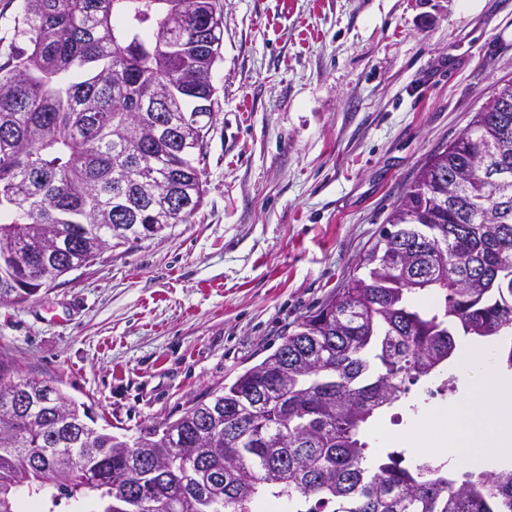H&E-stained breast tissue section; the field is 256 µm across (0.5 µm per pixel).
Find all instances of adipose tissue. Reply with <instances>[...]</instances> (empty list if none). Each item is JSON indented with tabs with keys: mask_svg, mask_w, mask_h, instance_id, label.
<instances>
[{
	"mask_svg": "<svg viewBox=\"0 0 512 512\" xmlns=\"http://www.w3.org/2000/svg\"><path fill=\"white\" fill-rule=\"evenodd\" d=\"M494 353L460 340L456 367L466 384L464 397L421 414L397 442L449 460L458 474L512 462V371L500 369Z\"/></svg>",
	"mask_w": 512,
	"mask_h": 512,
	"instance_id": "1",
	"label": "adipose tissue"
}]
</instances>
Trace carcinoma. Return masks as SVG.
<instances>
[{
  "label": "carcinoma",
  "mask_w": 512,
  "mask_h": 512,
  "mask_svg": "<svg viewBox=\"0 0 512 512\" xmlns=\"http://www.w3.org/2000/svg\"><path fill=\"white\" fill-rule=\"evenodd\" d=\"M0 64V300L23 302L91 251L185 224L204 198L184 112L213 114V0H21ZM182 203L166 207L170 197ZM361 259L369 269L281 345L130 441L36 377L0 400V512H512V468L462 481L404 466L366 433L443 374L455 336H512V80L432 154ZM449 375L428 395L456 392Z\"/></svg>",
  "instance_id": "cac0c4a2"
}]
</instances>
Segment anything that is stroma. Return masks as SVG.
<instances>
[{"label": "stroma", "mask_w": 512, "mask_h": 512, "mask_svg": "<svg viewBox=\"0 0 512 512\" xmlns=\"http://www.w3.org/2000/svg\"><path fill=\"white\" fill-rule=\"evenodd\" d=\"M216 4L201 207L0 302L6 379L59 383L129 437L272 354L512 79V0Z\"/></svg>", "instance_id": "obj_1"}]
</instances>
